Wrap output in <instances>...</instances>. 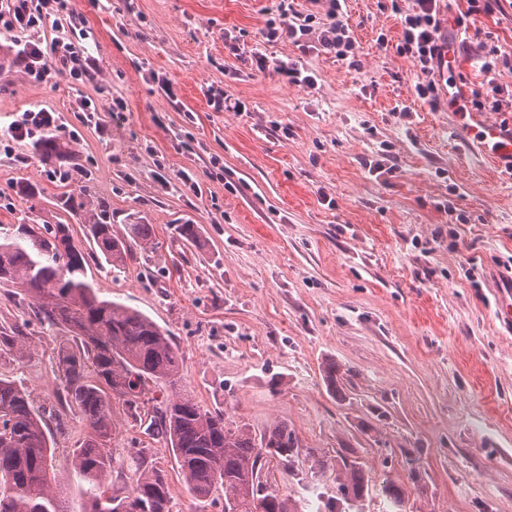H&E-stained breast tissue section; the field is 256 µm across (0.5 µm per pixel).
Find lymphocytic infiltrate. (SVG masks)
Listing matches in <instances>:
<instances>
[{
    "label": "lymphocytic infiltrate",
    "mask_w": 512,
    "mask_h": 512,
    "mask_svg": "<svg viewBox=\"0 0 512 512\" xmlns=\"http://www.w3.org/2000/svg\"><path fill=\"white\" fill-rule=\"evenodd\" d=\"M438 2L414 0L412 8L400 11L401 36L396 45L397 53L410 58L413 64L418 99L433 109L440 105L435 70L443 49ZM321 3L326 21L318 28L312 26L311 15L295 11L292 5H281L277 20L267 25L263 37L269 42L288 39L301 56L272 63L263 53H254L259 71L271 69L288 83L312 88L317 77L302 62V55L317 49L342 60L355 57L358 47L344 18L346 0ZM75 16L72 0H0V28L15 34L18 63L44 85L54 84L62 74L82 86L95 82L88 47L77 39L75 28L63 26L64 20ZM49 26L55 28V37L42 38V30ZM480 62L485 79L480 88L472 90L467 108L475 112L501 111L505 89L498 78L501 72L512 73V49L492 48L481 56Z\"/></svg>",
    "instance_id": "f902f5d3"
}]
</instances>
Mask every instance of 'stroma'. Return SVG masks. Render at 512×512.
I'll return each mask as SVG.
<instances>
[{"label":"stroma","instance_id":"stroma-1","mask_svg":"<svg viewBox=\"0 0 512 512\" xmlns=\"http://www.w3.org/2000/svg\"><path fill=\"white\" fill-rule=\"evenodd\" d=\"M73 5L106 87L95 118L77 111L68 77L35 83L0 30V225H69L100 297L168 331L183 357L179 389L256 436L288 422L298 454L265 475L299 512L335 503L342 449L365 471L363 512H387L379 489L388 481L406 490L402 512H512V323L498 316L500 296L512 292V180L485 165L472 134L501 123L512 100L464 116L419 101L389 0H347L359 65L309 54L313 89L251 63L256 50L273 60L298 54L262 38L279 0ZM228 34L239 54L225 49ZM465 40L452 95L482 82L477 45L512 47V0ZM151 70L170 80L174 98L147 81ZM213 86L244 111H214ZM112 92L127 106L116 116ZM37 105L59 115L52 138L68 151L63 162L43 161L36 140L8 134ZM387 155L394 171L370 174L367 162ZM23 183L36 186L34 198L19 194ZM77 194L89 207L76 213ZM100 210L117 236L153 225L154 248L113 270L86 235ZM182 224L198 225L200 247L184 245ZM30 307L0 283V326L26 324L29 348L22 359L0 356V377L22 384L43 415L66 506L82 512L72 461L90 426L62 406L56 366L73 335L31 319ZM330 361L338 397L325 377ZM114 412L110 494L126 495L138 466H153L169 477L172 512H224L220 492L199 509L163 439L122 402Z\"/></svg>","mask_w":512,"mask_h":512}]
</instances>
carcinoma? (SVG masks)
I'll use <instances>...</instances> for the list:
<instances>
[{
	"instance_id": "cac0c4a2",
	"label": "carcinoma",
	"mask_w": 512,
	"mask_h": 512,
	"mask_svg": "<svg viewBox=\"0 0 512 512\" xmlns=\"http://www.w3.org/2000/svg\"><path fill=\"white\" fill-rule=\"evenodd\" d=\"M88 232L112 267L123 265L132 248L154 244L151 224H129L126 234L92 219ZM85 252L75 245L67 224H20L0 229V283H10L32 304L36 321L74 333L62 345L57 368L64 380L65 402L89 422L91 433L74 452L73 476L88 485L90 512H170L168 475L159 468L139 472L128 495L106 496L98 478L112 469L107 439L116 431L112 397L131 412L152 406L150 425L171 448L180 475L195 499L206 503L224 490L229 512H294L287 499L263 481L271 461L288 464L298 448L295 432L279 422L260 437L233 425L222 412L202 408L187 391L162 401L150 385H176L181 356L171 338L147 315L101 298L88 276ZM25 330H0V351L22 359ZM93 367V376L87 367ZM52 452L41 416L26 391L0 378V512H67L62 491L52 485ZM338 491L359 497L368 481L357 461L336 455ZM380 495L390 508L402 507L404 488L386 483Z\"/></svg>"
}]
</instances>
